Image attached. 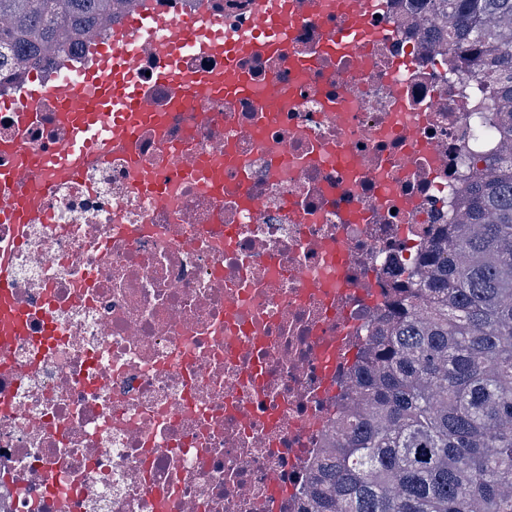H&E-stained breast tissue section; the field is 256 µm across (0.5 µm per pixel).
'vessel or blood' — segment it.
<instances>
[{"label": "vessel or blood", "instance_id": "b4317fda", "mask_svg": "<svg viewBox=\"0 0 512 512\" xmlns=\"http://www.w3.org/2000/svg\"><path fill=\"white\" fill-rule=\"evenodd\" d=\"M344 24L323 44V56H356L359 46L372 36L368 10L363 0H328ZM299 18L297 0H254L250 29L234 38L224 34V20L212 13L175 20L152 10L126 16L111 43L94 50L93 64L74 76L59 78L44 87L32 76L26 98L0 100V111L12 113L16 134L0 137V222L13 225L24 237L31 225L45 219L44 204L58 189L81 179L95 164L107 162L113 153L136 157L144 133L165 142L172 118L188 113L190 133L209 126L207 113L197 111L200 99L255 96L266 112L284 106L291 93L287 86L273 83L257 88L241 69L243 59L263 55L285 61L300 71L310 65L289 51L292 24ZM150 40L162 57L156 82L173 88L167 104L155 106L137 71L143 40ZM222 60L218 69H187L184 53ZM50 98L56 124L65 136L48 152L30 148L24 130L38 117L34 101ZM14 248L0 243V374H12L10 350L30 334L26 310L13 292Z\"/></svg>", "mask_w": 512, "mask_h": 512}]
</instances>
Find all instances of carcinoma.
<instances>
[{
  "instance_id": "cac0c4a2",
  "label": "carcinoma",
  "mask_w": 512,
  "mask_h": 512,
  "mask_svg": "<svg viewBox=\"0 0 512 512\" xmlns=\"http://www.w3.org/2000/svg\"><path fill=\"white\" fill-rule=\"evenodd\" d=\"M128 0H0V70L42 69ZM463 54L495 112V155L368 330L301 512H512V0H403Z\"/></svg>"
}]
</instances>
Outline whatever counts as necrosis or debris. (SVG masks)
I'll return each mask as SVG.
<instances>
[{"label": "necrosis or debris", "instance_id": "obj_1", "mask_svg": "<svg viewBox=\"0 0 512 512\" xmlns=\"http://www.w3.org/2000/svg\"><path fill=\"white\" fill-rule=\"evenodd\" d=\"M150 1L176 18L212 11L229 35L251 21V0ZM370 9L362 68L321 56L341 16L307 14L290 51L319 60L309 77L242 62L256 85L290 89L279 112L214 97L198 139L181 115L169 151L143 135L164 199L135 189L118 155L48 199L15 258L33 334L13 348L18 376L0 377V485L21 486L8 512H269L278 484V512H300L353 357L405 284L400 268L454 223L477 150L468 116L491 108L400 0ZM230 144L234 191L219 199L202 165Z\"/></svg>", "mask_w": 512, "mask_h": 512}]
</instances>
